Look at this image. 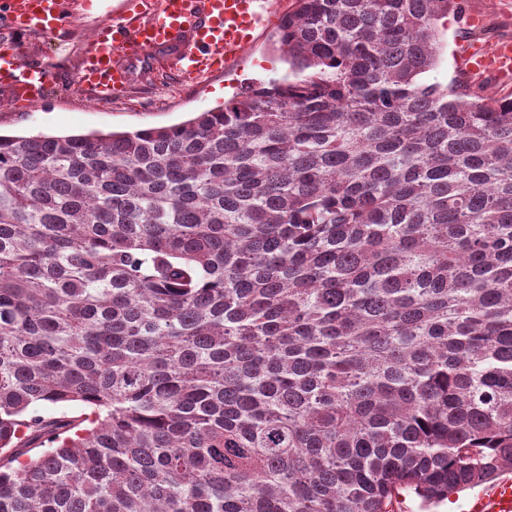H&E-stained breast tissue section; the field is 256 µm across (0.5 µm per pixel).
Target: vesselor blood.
<instances>
[{"label":"vessel or blood","instance_id":"1","mask_svg":"<svg viewBox=\"0 0 512 512\" xmlns=\"http://www.w3.org/2000/svg\"><path fill=\"white\" fill-rule=\"evenodd\" d=\"M281 6V0H134L85 45L80 87L94 98L116 97L157 68L183 81L237 68ZM65 19L63 0H0V90L32 106L41 102L56 71L25 63L13 35L48 36ZM461 61L471 74L512 86L511 39L464 44ZM468 512H512V479L480 492Z\"/></svg>","mask_w":512,"mask_h":512}]
</instances>
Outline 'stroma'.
Masks as SVG:
<instances>
[{
	"label": "stroma",
	"mask_w": 512,
	"mask_h": 512,
	"mask_svg": "<svg viewBox=\"0 0 512 512\" xmlns=\"http://www.w3.org/2000/svg\"><path fill=\"white\" fill-rule=\"evenodd\" d=\"M125 0H83L82 15L69 26L49 36L24 40L27 62L55 67L57 80L43 101L19 107L0 96V133L6 135H67L90 131H133L171 126L197 112L223 107L247 87L259 83L293 81L300 72L283 55L268 28L250 49L243 66L235 71L214 73L190 85L159 72L151 87H132L122 98L97 102L70 90L80 68L81 53L98 24L121 12ZM469 13L482 16L489 38L512 34V0H467ZM439 63L427 73L428 81L447 84L460 65L461 26L453 17L438 23Z\"/></svg>",
	"instance_id": "obj_1"
}]
</instances>
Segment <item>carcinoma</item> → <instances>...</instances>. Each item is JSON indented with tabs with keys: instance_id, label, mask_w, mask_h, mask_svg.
<instances>
[{
	"instance_id": "cac0c4a2",
	"label": "carcinoma",
	"mask_w": 512,
	"mask_h": 512,
	"mask_svg": "<svg viewBox=\"0 0 512 512\" xmlns=\"http://www.w3.org/2000/svg\"><path fill=\"white\" fill-rule=\"evenodd\" d=\"M448 13L294 0L295 81L0 134V512H400L512 472V94L418 80Z\"/></svg>"
}]
</instances>
